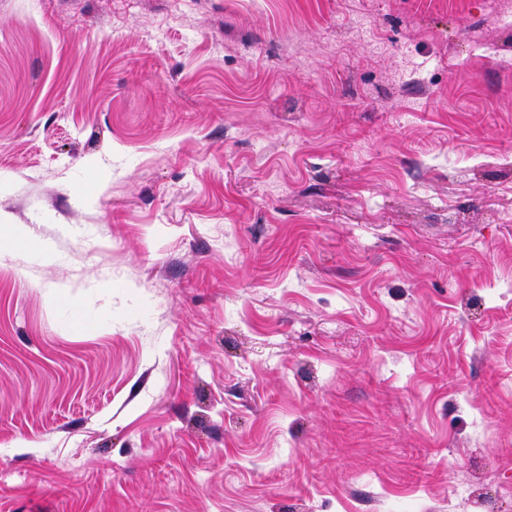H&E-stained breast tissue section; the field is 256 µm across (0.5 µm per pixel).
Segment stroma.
Listing matches in <instances>:
<instances>
[{"mask_svg":"<svg viewBox=\"0 0 512 512\" xmlns=\"http://www.w3.org/2000/svg\"><path fill=\"white\" fill-rule=\"evenodd\" d=\"M0 512H512V0H0Z\"/></svg>","mask_w":512,"mask_h":512,"instance_id":"35a3bbf8","label":"stroma"}]
</instances>
